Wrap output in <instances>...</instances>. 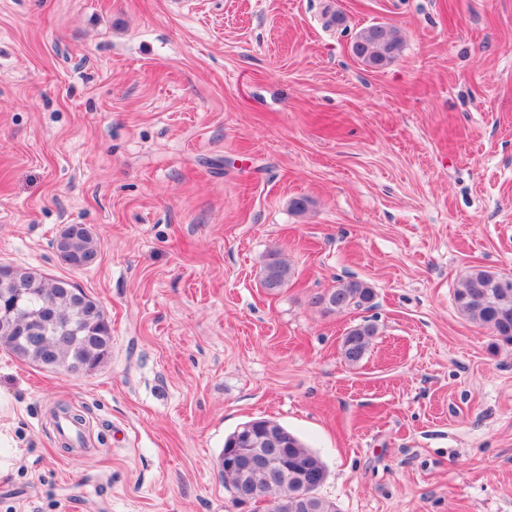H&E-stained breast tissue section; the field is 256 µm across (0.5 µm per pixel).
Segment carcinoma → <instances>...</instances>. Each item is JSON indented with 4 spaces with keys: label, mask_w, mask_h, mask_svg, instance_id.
I'll return each mask as SVG.
<instances>
[{
    "label": "carcinoma",
    "mask_w": 512,
    "mask_h": 512,
    "mask_svg": "<svg viewBox=\"0 0 512 512\" xmlns=\"http://www.w3.org/2000/svg\"><path fill=\"white\" fill-rule=\"evenodd\" d=\"M400 46L392 27L373 24L359 33L352 51L361 61L381 67L395 59ZM62 249L64 255L60 261L64 264L69 259H85L86 266L90 267L99 255V243L85 231L70 235ZM264 270L272 271L281 287L292 275L288 264L277 258L271 259ZM12 279L21 282L27 292L21 295L15 288L3 287L4 281ZM20 297L28 301L24 313L33 315L45 310L51 313L46 322L47 347L51 348V354H45L42 348L29 344L11 329V324L22 313L13 309ZM373 298L370 286L351 279L317 297V301L332 311H340L365 307ZM88 299L90 296L66 279L50 283L29 269L0 266V347L45 369L70 372L78 364L95 369L110 354L112 326L103 311L87 314L83 301ZM455 300L468 320L491 331L498 341L512 344V276L507 278L474 267L456 291ZM374 332L373 325L363 324L345 335L342 354L347 362L357 363L363 358ZM288 443L284 454L272 458L269 469L254 471L248 476L253 503L265 504L266 512H338L333 502L317 493L310 498L309 508H302L293 489L303 481H312L316 487H321L327 478V469L322 459L297 436L289 434Z\"/></svg>",
    "instance_id": "1"
}]
</instances>
